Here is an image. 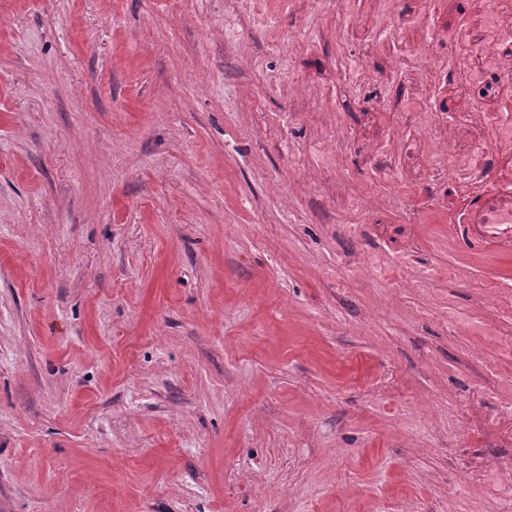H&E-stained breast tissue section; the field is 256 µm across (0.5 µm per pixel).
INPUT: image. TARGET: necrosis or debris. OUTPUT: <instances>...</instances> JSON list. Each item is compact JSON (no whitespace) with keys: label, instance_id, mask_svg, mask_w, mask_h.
<instances>
[{"label":"necrosis or debris","instance_id":"obj_1","mask_svg":"<svg viewBox=\"0 0 512 512\" xmlns=\"http://www.w3.org/2000/svg\"><path fill=\"white\" fill-rule=\"evenodd\" d=\"M512 12V0H485L484 35L468 44L458 59L460 69H468L471 58L485 60L498 73V82L486 99L472 102L469 112L453 126H445L437 112H419L414 125L429 145L428 160L436 168L437 179L453 187L480 184L499 164L501 148L512 141V101L501 93L512 83V40L505 34L503 17ZM447 128L448 137L435 142L438 129Z\"/></svg>","mask_w":512,"mask_h":512}]
</instances>
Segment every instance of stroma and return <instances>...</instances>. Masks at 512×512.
<instances>
[{"instance_id": "stroma-1", "label": "stroma", "mask_w": 512, "mask_h": 512, "mask_svg": "<svg viewBox=\"0 0 512 512\" xmlns=\"http://www.w3.org/2000/svg\"><path fill=\"white\" fill-rule=\"evenodd\" d=\"M482 5L0 0V512H512V251L409 120ZM496 224H482L484 230L481 231L479 236L470 241L473 247L484 249L487 245H493L500 250L509 251L512 247V231L511 227L506 229H498ZM491 228V230H488Z\"/></svg>"}]
</instances>
